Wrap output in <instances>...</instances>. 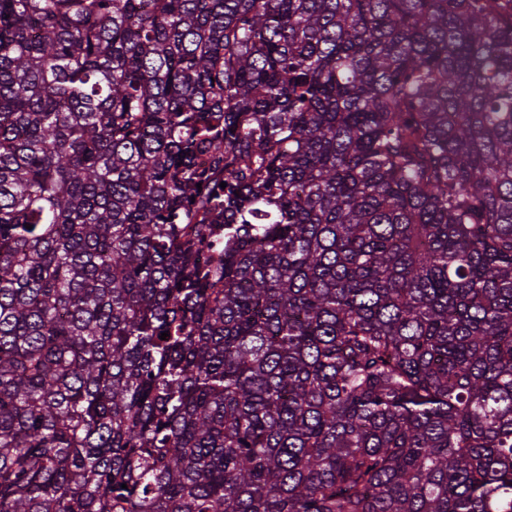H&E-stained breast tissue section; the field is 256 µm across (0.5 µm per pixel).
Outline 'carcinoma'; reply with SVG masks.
<instances>
[{"instance_id":"1","label":"carcinoma","mask_w":512,"mask_h":512,"mask_svg":"<svg viewBox=\"0 0 512 512\" xmlns=\"http://www.w3.org/2000/svg\"><path fill=\"white\" fill-rule=\"evenodd\" d=\"M0 512H512V0H0Z\"/></svg>"}]
</instances>
